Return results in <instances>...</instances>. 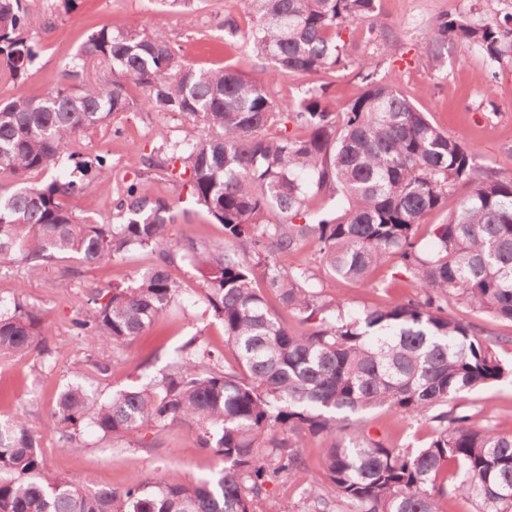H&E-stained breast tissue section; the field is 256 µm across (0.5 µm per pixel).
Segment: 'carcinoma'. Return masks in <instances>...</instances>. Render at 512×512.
<instances>
[{"label": "carcinoma", "instance_id": "obj_1", "mask_svg": "<svg viewBox=\"0 0 512 512\" xmlns=\"http://www.w3.org/2000/svg\"><path fill=\"white\" fill-rule=\"evenodd\" d=\"M244 8L267 73L202 71L160 30L102 27L64 69L63 83L39 98L0 103V177L22 181L12 190L0 185V264L20 258L42 275L52 258L96 263L153 250L155 262L136 285L87 289L71 321L74 336L118 356L169 315L179 294L169 267L188 258L234 355L216 357L199 330L152 383L108 398L69 384L47 420L60 449L78 450L86 427L118 439L141 427L184 425L224 468L191 483L172 473L136 488L87 491L47 470L21 418L0 419V512H258L269 485L303 470L299 448L308 434L331 437L322 459L331 490L299 484L298 512H438L448 496L470 499L475 512H512V435L451 405L512 377V364L477 325L448 313L453 299L512 322V177L479 169L475 147L376 79L368 59L357 62L365 90L341 115L316 89L294 109H280L271 75L348 66L343 30L374 18L376 0H244ZM43 25L31 0H0V81L26 78L38 57L29 33ZM428 43L438 69L449 44L498 61L512 55V14L477 26L442 17ZM131 84L146 92L141 110L203 126L142 160L224 225V245L169 238L172 203L135 182L115 200L118 223L77 217L63 199L92 184L108 188L104 155L76 161L72 179L28 182L75 158L85 133L134 108ZM459 183L473 190L433 225L430 251H419L420 221ZM320 192L342 196L334 214L312 213ZM309 244L331 278L365 285L389 262L417 292L350 314L343 299H322L313 276L291 263ZM288 315L300 329L288 326ZM41 321L20 299L0 311V353L34 350L51 361ZM375 408L425 421L430 436L398 447L349 424V416ZM449 465L454 480L438 482Z\"/></svg>", "mask_w": 512, "mask_h": 512}]
</instances>
